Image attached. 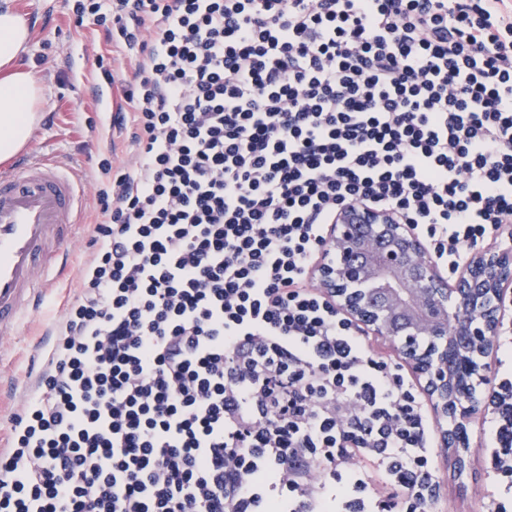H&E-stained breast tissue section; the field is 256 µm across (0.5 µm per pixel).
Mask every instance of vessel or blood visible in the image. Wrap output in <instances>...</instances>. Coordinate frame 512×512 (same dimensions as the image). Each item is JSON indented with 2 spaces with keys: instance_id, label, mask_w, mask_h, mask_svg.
I'll list each match as a JSON object with an SVG mask.
<instances>
[{
  "instance_id": "vessel-or-blood-1",
  "label": "vessel or blood",
  "mask_w": 512,
  "mask_h": 512,
  "mask_svg": "<svg viewBox=\"0 0 512 512\" xmlns=\"http://www.w3.org/2000/svg\"><path fill=\"white\" fill-rule=\"evenodd\" d=\"M88 189L76 166L40 152L21 153L0 171L1 336L39 310L46 271L66 274Z\"/></svg>"
}]
</instances>
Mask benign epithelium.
<instances>
[{
  "label": "benign epithelium",
  "instance_id": "7a95c632",
  "mask_svg": "<svg viewBox=\"0 0 512 512\" xmlns=\"http://www.w3.org/2000/svg\"><path fill=\"white\" fill-rule=\"evenodd\" d=\"M329 243L336 263H318L312 278L354 323L397 343L438 422H454L441 438L463 469L474 407L462 379L475 371L472 357L493 354V337L512 310V255L476 254L448 278L412 225L368 204L336 211ZM359 286L366 291H354ZM420 335L441 342L435 355L416 347L413 337Z\"/></svg>",
  "mask_w": 512,
  "mask_h": 512
}]
</instances>
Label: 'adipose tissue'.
I'll return each instance as SVG.
<instances>
[{"label": "adipose tissue", "instance_id": "adipose-tissue-1", "mask_svg": "<svg viewBox=\"0 0 512 512\" xmlns=\"http://www.w3.org/2000/svg\"><path fill=\"white\" fill-rule=\"evenodd\" d=\"M25 22L10 10H0V160L24 149L37 125L41 88L16 60L29 39Z\"/></svg>", "mask_w": 512, "mask_h": 512}]
</instances>
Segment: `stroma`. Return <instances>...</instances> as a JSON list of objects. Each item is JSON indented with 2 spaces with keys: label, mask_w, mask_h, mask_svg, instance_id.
<instances>
[{
  "label": "stroma",
  "mask_w": 512,
  "mask_h": 512,
  "mask_svg": "<svg viewBox=\"0 0 512 512\" xmlns=\"http://www.w3.org/2000/svg\"><path fill=\"white\" fill-rule=\"evenodd\" d=\"M73 4L74 0H0L1 7L9 6L30 23L28 49L18 64L35 74L42 86V119L31 149L72 162L95 180L101 176L103 158L119 164L132 162L134 157L127 140L111 137L105 110L89 92L90 86L103 81L95 59L105 58L113 76L112 102L116 105L134 81L135 64L123 45L107 42L100 34L76 33L71 23ZM79 270L78 263L72 264L66 276L51 283L40 311L0 345V436L7 435L10 413L19 409L28 387L40 336L53 327L64 303L73 297ZM483 424L479 418L471 427V454L464 472H454L446 457L438 456V512H484L486 499L494 493L482 455Z\"/></svg>",
  "instance_id": "35a3bbf8"
}]
</instances>
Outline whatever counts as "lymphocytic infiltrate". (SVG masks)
<instances>
[{"mask_svg":"<svg viewBox=\"0 0 512 512\" xmlns=\"http://www.w3.org/2000/svg\"><path fill=\"white\" fill-rule=\"evenodd\" d=\"M136 61L0 512H431L438 433L311 277L353 203L512 247V0H76ZM512 500V347L472 379Z\"/></svg>","mask_w":512,"mask_h":512,"instance_id":"f902f5d3","label":"lymphocytic infiltrate"}]
</instances>
